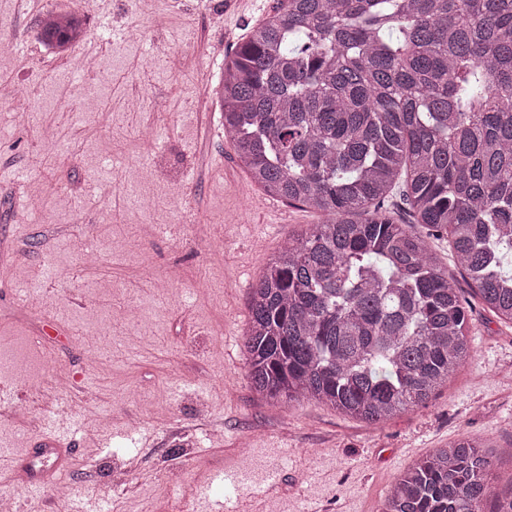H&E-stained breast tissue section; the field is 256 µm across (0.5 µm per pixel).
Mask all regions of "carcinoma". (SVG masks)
Segmentation results:
<instances>
[{
  "mask_svg": "<svg viewBox=\"0 0 512 512\" xmlns=\"http://www.w3.org/2000/svg\"><path fill=\"white\" fill-rule=\"evenodd\" d=\"M61 46L64 13L38 23ZM224 133L268 195L325 220L250 290L247 378L368 425L426 407L473 352V296L512 323V0H287L224 62ZM397 195L410 220L384 208ZM483 445L410 466L383 512H512ZM414 230L427 239L432 250L443 260L445 264H447L448 270L455 274L459 281L460 288H468L452 261L448 260V238L434 239L433 237H427V229L421 224H416Z\"/></svg>",
  "mask_w": 512,
  "mask_h": 512,
  "instance_id": "cac0c4a2",
  "label": "carcinoma"
}]
</instances>
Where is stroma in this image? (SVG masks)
<instances>
[{"label": "stroma", "instance_id": "1", "mask_svg": "<svg viewBox=\"0 0 512 512\" xmlns=\"http://www.w3.org/2000/svg\"><path fill=\"white\" fill-rule=\"evenodd\" d=\"M98 74L70 73L35 37L40 17L65 0H0V352L24 348L33 368L0 373V494L17 512H53V490L17 479L18 461L55 434L74 443L62 480L65 512H222L218 488L261 512H382L395 478L432 449L466 435L491 446L494 485L512 490V324L475 305L474 350L425 409L370 426L312 400L273 404L251 387L241 349L249 289L314 212L251 185L232 145L213 130L212 73L281 0H82ZM39 107L26 109L22 87ZM145 100L127 108L131 96ZM110 114L102 130L83 111ZM152 127L153 143L137 136ZM148 167L128 180L127 165ZM112 182L111 197L93 194ZM39 183V196L29 192ZM178 183L182 213L160 209ZM74 210L57 207L62 191ZM82 236L104 258L85 265L66 240ZM135 236L131 251L119 241ZM165 273L155 287L149 271ZM31 284L29 307L17 300ZM135 312L133 330L119 309ZM69 374L65 391L54 385ZM106 409L97 428L89 414ZM142 424L130 428V417ZM141 450L137 471L122 447ZM208 467H198V460ZM275 473L276 487L265 478Z\"/></svg>", "mask_w": 512, "mask_h": 512}]
</instances>
